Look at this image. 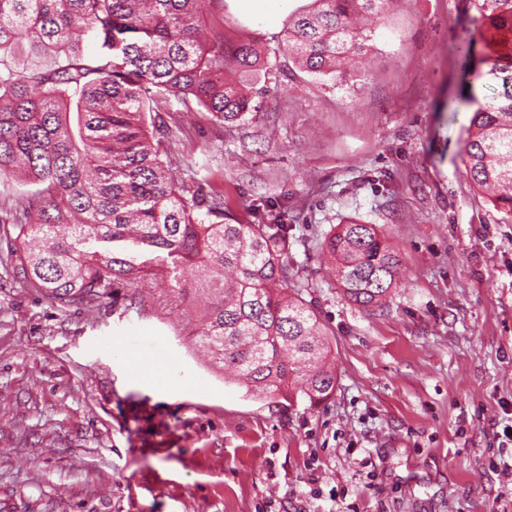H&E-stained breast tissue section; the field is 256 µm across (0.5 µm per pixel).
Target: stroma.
I'll return each mask as SVG.
<instances>
[{
  "instance_id": "35a3bbf8",
  "label": "stroma",
  "mask_w": 512,
  "mask_h": 512,
  "mask_svg": "<svg viewBox=\"0 0 512 512\" xmlns=\"http://www.w3.org/2000/svg\"><path fill=\"white\" fill-rule=\"evenodd\" d=\"M276 27L208 0L202 26L267 50L254 110L171 102L178 182L241 224L281 215L290 288L330 334L336 388L285 407L225 381L190 300L61 306L0 266V512H512V216L467 177L455 45L469 0H396L344 86L298 69ZM373 224L400 253L385 306L350 303L322 255ZM143 343L119 359L113 343ZM163 381L142 377L140 360Z\"/></svg>"
}]
</instances>
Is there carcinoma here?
I'll use <instances>...</instances> for the list:
<instances>
[{
  "label": "carcinoma",
  "instance_id": "cac0c4a2",
  "mask_svg": "<svg viewBox=\"0 0 512 512\" xmlns=\"http://www.w3.org/2000/svg\"><path fill=\"white\" fill-rule=\"evenodd\" d=\"M207 0H0V180L35 187L15 200L18 233L0 262L25 285L61 304L125 291L142 311L157 281L206 299L194 332L212 365L257 396L310 404L336 376L318 314L288 289V225L224 222V197L192 193L169 159L171 99L222 123L255 110L264 66L252 43L201 39ZM288 24L296 64L342 83L370 50L355 24L393 0H314ZM478 35L458 44L463 79L476 43L491 50L479 77L496 82L474 105L463 159L473 183L512 215V0H470ZM96 44L84 52L81 37ZM336 279L352 303L379 307L397 284L398 253L373 224L351 222L325 239Z\"/></svg>",
  "mask_w": 512,
  "mask_h": 512
}]
</instances>
